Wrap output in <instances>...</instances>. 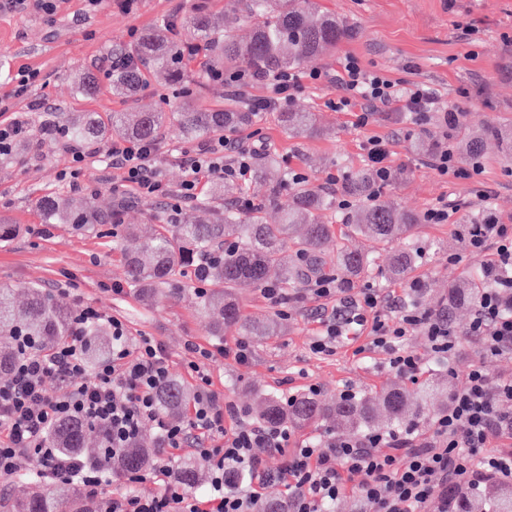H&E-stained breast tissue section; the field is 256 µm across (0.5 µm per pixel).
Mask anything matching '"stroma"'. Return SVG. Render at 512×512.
Segmentation results:
<instances>
[{
    "label": "stroma",
    "mask_w": 512,
    "mask_h": 512,
    "mask_svg": "<svg viewBox=\"0 0 512 512\" xmlns=\"http://www.w3.org/2000/svg\"><path fill=\"white\" fill-rule=\"evenodd\" d=\"M335 12L348 33L335 51L320 59L323 67L335 66L346 54L368 68L383 69L426 85L442 104L459 108V125L469 129L483 122L512 130V0H316ZM191 0H66L52 17L37 10L22 15L0 14V125L27 121L22 143L10 159L0 160V216L18 225L17 235L0 242V286L21 288L31 283L60 297L70 313L84 304L94 305L104 317L125 320L133 336H150L165 348L171 377L188 387L196 382L188 368L187 342L213 351L205 369L211 389L231 400L247 418H254L255 394L282 396L320 386L323 397L338 395L343 387L354 392H375L399 381L416 388L419 381L439 378L450 388H460L472 363H480L492 376L512 375V358L477 354L470 338L455 351L451 370H434L425 336L409 337L405 346L422 357L416 378L400 377L388 366V356L367 349V336H346L336 342L332 355L311 350L320 331L321 313L306 288L289 295L287 308L266 300L260 289L239 291L245 316L255 321L277 318L283 328L278 336L249 337L251 361L238 365L231 352L239 336L229 332L208 335L195 305L196 281L186 273L180 295L143 303L131 291L114 294L113 282L123 280L121 245L108 232L76 236L56 224L43 223L35 206L38 198L64 194L108 203L112 185L119 180L109 156L110 141L98 142L86 157L76 183L60 177L70 165L69 144L50 143L41 136L40 119L59 112L176 111L184 101L210 107L228 101L223 82H209L201 93L188 97L181 86L152 83L138 100L113 95L102 84L90 98L76 95L84 73L108 67L112 46L130 42L145 28L174 22L184 38H191L187 23ZM39 71V81L21 98L13 97L16 76L24 69ZM337 91L330 85L307 87L297 98L300 105L317 112L328 132L313 138H294L265 113L258 126L277 154L282 169H294L306 180L331 190V176L364 168L360 145L369 136L394 135L391 165L394 175L383 189L407 212H423L441 199L464 202L452 224H420L414 240L422 261L414 279L427 286L430 308L448 301V285L483 269L491 253L470 255L458 235L462 224L480 221L484 211L500 222L512 224V156L497 143L480 155L481 172L470 179L446 180L428 166L434 143L446 128L444 113H434L419 125L405 113L381 112L360 126L350 112L330 108Z\"/></svg>",
    "instance_id": "obj_1"
}]
</instances>
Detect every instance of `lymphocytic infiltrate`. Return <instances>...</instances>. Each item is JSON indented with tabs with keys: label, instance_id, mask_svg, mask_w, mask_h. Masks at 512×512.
<instances>
[{
	"label": "lymphocytic infiltrate",
	"instance_id": "f902f5d3",
	"mask_svg": "<svg viewBox=\"0 0 512 512\" xmlns=\"http://www.w3.org/2000/svg\"><path fill=\"white\" fill-rule=\"evenodd\" d=\"M225 87L235 96L260 84L264 95L244 98L254 112L282 110L306 86L335 84L333 110L352 112L358 125L368 124L376 112H407L417 119L440 111L438 96L428 87L391 77L385 70L364 67L351 55L336 68L307 71L254 72L238 70L223 75ZM158 145L154 142L116 138L110 153L126 186L144 197H169L173 212L197 197L200 175L236 181L251 170L258 148H245L225 137L211 139L183 160L185 178L177 192H169L155 171ZM467 249L474 254L494 250L485 267L488 279L499 280L512 271V225L489 217L480 224L459 229ZM107 322L112 337L110 356L88 367L85 326ZM366 331L370 347L385 351L389 366L403 376H414L420 359L404 348L413 335L426 336L431 352L448 358L461 341L448 323L432 309L418 303L397 305L387 313L386 302L376 289H360L338 308L312 348L331 354L338 337ZM483 351L491 356H512V291L484 289L468 329ZM18 351L13 374L0 382V478L30 473L53 482L78 481L94 498L101 484L94 468L76 455L49 447L47 434L57 423L82 418L106 426L113 454H120L143 424L154 423L165 448L179 449L187 441V429L200 433L194 451L210 465L212 491L204 498L187 494L171 476L167 461L156 474L165 476L161 494L140 496L134 489L112 495L100 512H260L261 496L225 490L229 471L247 472L259 485L274 482L288 487V512H319L336 502L352 479H359L360 512H448V499L461 488L477 489L493 481H512V448L488 451L492 439H512V376L493 378L480 365L471 366L464 385L450 398L448 408L432 422L429 441L421 445L402 435L372 433L358 439L332 436L322 442H294L290 430L256 426L240 418L232 402H221L211 391V379L200 362L210 353L188 344L193 359L188 367L197 380V391L187 425L162 417L155 404L158 389L169 378V365L161 344L148 336L133 339L124 322L103 318L86 304L73 318L72 338L47 350L36 339L16 336ZM64 384L61 393L50 392V383ZM235 424L225 428V418ZM277 452L284 459L280 470L262 465L258 449Z\"/></svg>",
	"mask_w": 512,
	"mask_h": 512
}]
</instances>
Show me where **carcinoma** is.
Segmentation results:
<instances>
[{
	"label": "carcinoma",
	"mask_w": 512,
	"mask_h": 512,
	"mask_svg": "<svg viewBox=\"0 0 512 512\" xmlns=\"http://www.w3.org/2000/svg\"><path fill=\"white\" fill-rule=\"evenodd\" d=\"M254 16L262 18V23L248 37L231 35L242 19ZM190 26L194 32L191 42L178 36L175 23L167 22L143 31L131 44L115 46L109 76L112 94L134 97L152 75L199 86L212 80L213 73L224 70L296 69L330 54L346 35L336 14L321 9L313 0H240L236 9L224 14L222 29L213 21L208 5L193 3ZM200 51L207 59L205 66L188 72L186 62ZM98 85V78L87 73L76 92L91 98ZM258 118L256 112H240L231 105L204 109L184 104L168 118L163 112H69L59 121L41 120V129L59 130L66 140L84 144L114 136L156 141L169 119L178 124L184 138L196 141L233 133ZM278 121L295 137L322 133L317 114L305 109L280 112ZM486 141H499L504 151H512L499 126L485 123L465 139V153L476 157ZM257 178L270 182L269 192L265 203L250 211L242 212L226 202L224 210L212 218L199 215L224 199V185L217 183L208 196L197 200V211L184 213L173 223L158 215L149 229L131 224L123 227L124 237L132 241L124 258V277L131 291L146 302L171 296L180 287L184 270L197 267L205 259L211 289L200 294L198 300L208 318L210 335L222 337L235 331L242 336H278L282 331L278 321L254 323L242 316L235 288L242 284L263 288L273 279L275 286L286 291L310 277L329 276L335 270L343 274L342 287L355 288L362 279L380 273L378 250L392 243L395 247L387 269L390 277L403 279L420 264L413 230L423 223V215L405 214L392 200L382 197L369 170L347 176L346 192L355 199V207L347 215L337 214L336 203L322 190L304 180L295 183L290 174L280 172L273 153L267 155ZM285 185L291 191L288 208L279 223L269 224L266 210L279 205ZM36 207L43 223L63 224L75 235L120 225L124 209L122 204L99 209L89 201L60 194L40 198ZM335 223L344 226L338 235L334 233ZM488 285L482 273L449 285L448 307L441 309L440 315L450 320L456 305L477 304ZM17 333L36 338L42 348H51L71 339V316L65 304L40 285L28 286L22 299L15 289L0 287V336L6 339ZM83 336L90 361L109 352L104 326L88 325ZM16 357L14 345L0 347V374L12 373ZM443 397L444 387L438 381L416 392L391 387L375 395L330 401L312 393H300L289 402L275 394H263L258 398L257 413L261 424L270 427L290 424L305 430L334 417L369 433L379 430L377 414L382 411L391 429L410 431L420 425L431 403ZM191 400L190 388L171 379L157 394L156 406L159 412L176 417ZM91 430L98 434L99 447L88 456L85 442ZM48 443L63 454L85 457L127 476L149 466L153 458L152 452L136 439L122 456L111 457L106 429L81 419L64 420L54 426L48 433ZM173 476L186 488H193L202 477L197 459L189 454L180 457ZM25 479L35 488L23 499L0 503V512H85V499L73 484L61 481L45 489L33 476ZM488 496L489 511L484 508L483 497L458 492V512H512V491L500 494L493 488Z\"/></svg>",
	"instance_id": "1"
}]
</instances>
